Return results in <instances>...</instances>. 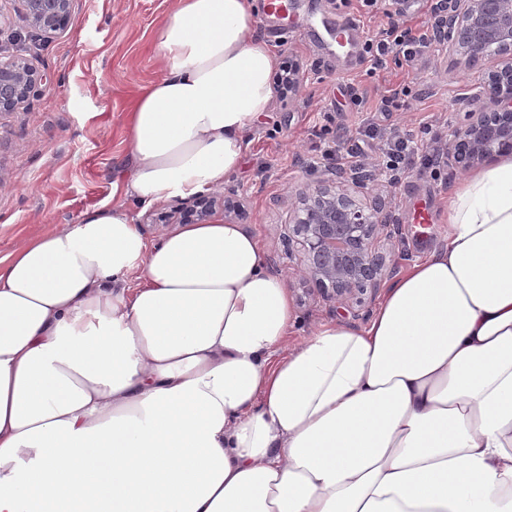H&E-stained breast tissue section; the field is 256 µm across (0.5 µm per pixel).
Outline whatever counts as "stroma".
Segmentation results:
<instances>
[{"mask_svg": "<svg viewBox=\"0 0 512 512\" xmlns=\"http://www.w3.org/2000/svg\"><path fill=\"white\" fill-rule=\"evenodd\" d=\"M172 0H77L68 28L48 43L33 65L47 81L41 94L20 112L0 114V258L29 237L112 204V180L127 166L124 114L141 87L156 78L153 31ZM275 19L257 18V32L279 60L299 66V86L287 100L272 98L254 124L237 175L216 189L241 205L236 221L255 235L265 254L277 258L275 273L298 284L302 273L284 261L283 233L295 194L316 178L324 152L347 162L360 144L367 120L425 145L423 123L449 136L469 107L474 70L444 51L419 68L387 64L376 70L363 61L360 47L389 18L385 6L370 9L362 0H284ZM352 18L360 30L347 48L322 38L323 26ZM416 91L406 109L389 117H366L346 92L355 85L377 106L394 85ZM368 169L378 172L379 140H371ZM466 174L434 179L410 168L398 183L380 176L372 187L385 199L402 231L394 257L399 269L427 257L443 243L448 198ZM377 307L338 310L317 297L297 305L298 325L289 345L306 339L316 324L342 321L365 327Z\"/></svg>", "mask_w": 512, "mask_h": 512, "instance_id": "35a3bbf8", "label": "stroma"}]
</instances>
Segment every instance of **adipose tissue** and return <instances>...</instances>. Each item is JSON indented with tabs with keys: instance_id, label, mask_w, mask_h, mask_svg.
<instances>
[{
	"instance_id": "obj_1",
	"label": "adipose tissue",
	"mask_w": 512,
	"mask_h": 512,
	"mask_svg": "<svg viewBox=\"0 0 512 512\" xmlns=\"http://www.w3.org/2000/svg\"><path fill=\"white\" fill-rule=\"evenodd\" d=\"M256 23L255 0H173L112 205L0 259V512H512V154L453 190L367 326L293 347L252 234L150 242L126 206L237 174L277 66Z\"/></svg>"
}]
</instances>
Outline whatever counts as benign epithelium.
<instances>
[{"mask_svg":"<svg viewBox=\"0 0 512 512\" xmlns=\"http://www.w3.org/2000/svg\"><path fill=\"white\" fill-rule=\"evenodd\" d=\"M28 38L37 46L65 31L76 0H12ZM431 33L448 55L474 67L489 56L496 65L481 69L467 121L451 131L448 166L468 170L512 153V0H433ZM45 81L23 54L0 48V112H17L39 94ZM374 175L326 165L299 192L288 224V261L303 272V292L351 307L374 295L396 270L391 251L401 225L383 200L366 202ZM214 205L206 194L180 204L175 223L207 221Z\"/></svg>","mask_w":512,"mask_h":512,"instance_id":"7a95c632","label":"benign epithelium"}]
</instances>
